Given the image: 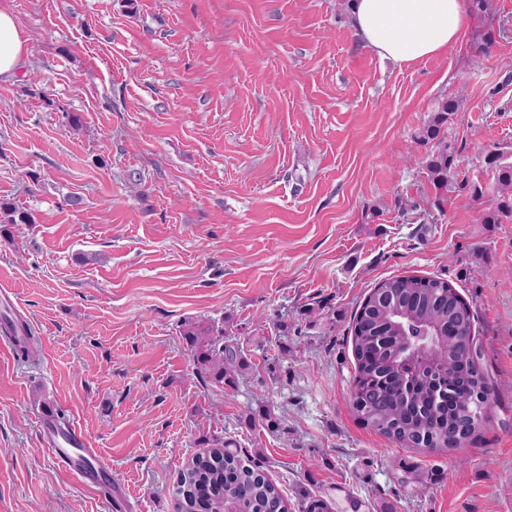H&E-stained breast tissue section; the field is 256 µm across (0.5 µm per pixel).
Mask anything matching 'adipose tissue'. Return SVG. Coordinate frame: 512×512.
I'll return each mask as SVG.
<instances>
[{"instance_id": "1", "label": "adipose tissue", "mask_w": 512, "mask_h": 512, "mask_svg": "<svg viewBox=\"0 0 512 512\" xmlns=\"http://www.w3.org/2000/svg\"><path fill=\"white\" fill-rule=\"evenodd\" d=\"M355 34L383 58L411 63L457 44L467 15L465 0H354ZM26 40L14 18L0 10V81L12 80Z\"/></svg>"}]
</instances>
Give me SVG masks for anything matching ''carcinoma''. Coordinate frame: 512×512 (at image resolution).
I'll return each mask as SVG.
<instances>
[{
  "label": "carcinoma",
  "instance_id": "obj_1",
  "mask_svg": "<svg viewBox=\"0 0 512 512\" xmlns=\"http://www.w3.org/2000/svg\"><path fill=\"white\" fill-rule=\"evenodd\" d=\"M459 101H440L437 115L422 129L419 142H435L428 162L437 186L448 184L455 156L439 139L441 126L458 111ZM490 154L497 172L498 202L484 223L512 220V163ZM30 215L15 204L0 201V224H30ZM474 315L450 283L430 277L398 276L379 282L354 317L352 348L356 371L350 405L369 428L408 448L427 452L448 449V428L466 420L454 447L468 442L482 427L494 399V387L481 366V350L473 333ZM17 358L28 361L38 351L39 339L30 329L17 336L9 326ZM199 369L214 381L232 386L245 368L238 348L224 343V328L186 322L180 330ZM428 340L435 354L432 372L416 371L402 382L394 371L400 347L406 341ZM173 494L178 512H280L288 500L268 478L262 465L223 443L211 444L205 454L187 461Z\"/></svg>",
  "mask_w": 512,
  "mask_h": 512
}]
</instances>
